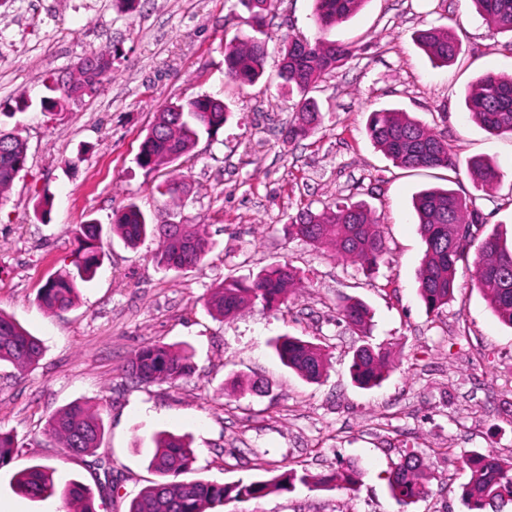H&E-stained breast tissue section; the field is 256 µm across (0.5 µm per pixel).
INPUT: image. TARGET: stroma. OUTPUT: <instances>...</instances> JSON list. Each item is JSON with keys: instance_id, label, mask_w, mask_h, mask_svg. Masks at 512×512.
Listing matches in <instances>:
<instances>
[{"instance_id": "obj_1", "label": "stroma", "mask_w": 512, "mask_h": 512, "mask_svg": "<svg viewBox=\"0 0 512 512\" xmlns=\"http://www.w3.org/2000/svg\"><path fill=\"white\" fill-rule=\"evenodd\" d=\"M313 0H278L268 15L263 77L240 85L224 73V42L249 32L235 0H0V130L27 141V162L0 202V310L43 346L39 362L18 371L0 364V431L16 435L18 455L0 468V505L15 512H59L61 502L18 496L17 472L37 463L61 481L91 488L96 512H128L154 480L152 436H186L198 451L195 478L218 483L267 479L272 471L325 473L357 465L355 490L288 492L230 502L221 512H468L462 492L470 451L512 457V328L459 269L455 302L427 313L418 295L424 252L412 199L449 187L470 197L486 230L512 236V136L487 133L465 97L486 71L512 73V35L487 27L470 0H367L329 39L356 53L314 96L321 123L308 138L285 142L297 94L277 77L279 52L296 37H318ZM444 26L461 44L457 60L434 66L415 42L418 30ZM115 49L113 75L97 96L59 115L40 101L54 79L92 51ZM217 93L229 108L217 133L201 136L190 158L149 173L136 163L155 111ZM397 109L448 141L455 172L396 167L366 135L370 112ZM482 157L503 174L475 189L468 162ZM191 187L177 224H198L215 246L203 263L166 270L158 241L129 246L112 232V214L136 201L159 215L164 177ZM49 199L45 220L34 208ZM367 203L386 240L383 263L366 274L333 252L290 238L291 217L339 202ZM102 226V265L69 310L40 308L37 292L69 264L77 225ZM289 263L303 278L286 307L256 305L231 318L207 307L229 275ZM350 295L372 310L369 335L339 326L336 302ZM289 334L327 345L320 382L283 367L270 347ZM391 351L381 386L357 387L349 365L363 341ZM149 342L188 348L194 371L177 384H141L127 365ZM263 383L239 391L237 377ZM76 401L100 409L104 435L94 454L74 456L47 439L56 411ZM424 458L426 496L401 508L387 489L390 470L408 452Z\"/></svg>"}]
</instances>
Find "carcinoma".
Listing matches in <instances>:
<instances>
[{"mask_svg":"<svg viewBox=\"0 0 512 512\" xmlns=\"http://www.w3.org/2000/svg\"><path fill=\"white\" fill-rule=\"evenodd\" d=\"M314 18L318 29L327 33L357 13L366 0H314ZM250 14L253 34L237 36L224 45V70L232 80L243 85L256 83L264 74L268 55L266 16L274 0H238ZM488 28L512 34V0H472ZM417 43L435 65L446 66L459 53L455 34L446 27L432 26L418 32ZM99 64L93 69L69 76L73 88H88L85 97L97 95L104 80L112 74V51L98 50ZM279 77L282 86L299 96L298 111L288 126L286 140L295 142L311 135L321 122L313 89L355 56V48L325 37L312 41L292 40L280 50ZM473 119L490 134L512 135V75L493 71L481 75L466 98ZM156 123L143 139L137 157L140 168L158 171L186 158L200 135H212L227 121L223 99L199 95L184 102L159 108ZM366 132L371 141L394 163L406 170H453L456 158L448 142L438 132L397 110H375L369 115ZM27 142L20 135L0 130V194H4L24 169ZM470 172L477 188L500 181L496 164L483 158L472 160ZM181 178H170L157 186L158 193L171 202L181 200ZM424 254L418 271V291L425 308L438 314L454 301L458 264L473 258L470 268L473 286L489 301L499 321L512 328V246L499 233L479 237L486 224L483 214L469 206L467 198L453 189L429 188L413 201ZM463 226L467 234L452 237L453 226ZM112 231L125 242L135 245L148 236L159 239L154 254L157 265L185 269L202 263L214 243L196 224H156L151 215L131 201L113 213ZM288 232L318 248H326L364 271L376 268L386 255L385 239L376 218L366 204H338L321 212L302 210L290 218ZM102 227L94 222L76 230L78 248L70 264L50 275L39 288V305L52 312L64 311L75 303L78 285L95 277L101 266ZM302 287L300 272L288 264L271 265L248 276H227L212 289L209 309L227 318L259 304L272 310L288 302L292 291ZM337 320L351 330L365 331L371 311L361 300L344 296L336 304ZM272 347L279 361L303 379L318 382L328 362L325 349L297 336L282 335ZM42 355L40 340L32 336L14 318L0 311V362L26 369L38 363ZM389 351L382 346L364 344L353 353L351 378L360 388L379 386L389 373ZM193 371L187 350L153 342L141 346L130 361L129 375L140 383L174 384ZM45 435L72 455L94 453L104 434L99 413L76 401L47 421ZM155 450L150 466L157 480L143 488L131 501L128 512H208L230 501L262 498L274 490L286 491L298 481L314 490L352 491L357 472L351 465L340 464L328 473L286 470L266 480H239L217 483L186 480L193 470L196 453L191 443L180 435L159 432L154 436ZM19 445L10 433L0 432V467L10 463ZM470 472L463 497L469 512H502L512 501V461H504L490 452L472 451L462 456ZM423 463L415 454L397 463L387 477L392 498L407 508L425 494L421 470ZM16 493L32 499L55 495L70 506L67 512H96L89 506L93 496L78 481L58 486L55 469L35 464L15 477Z\"/></svg>","mask_w":512,"mask_h":512,"instance_id":"obj_1","label":"carcinoma"}]
</instances>
